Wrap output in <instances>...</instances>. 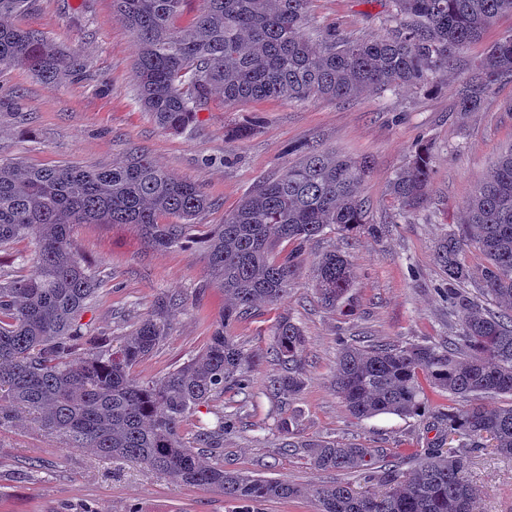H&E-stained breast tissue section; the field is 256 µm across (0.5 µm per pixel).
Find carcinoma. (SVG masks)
Listing matches in <instances>:
<instances>
[{
	"label": "carcinoma",
	"instance_id": "carcinoma-1",
	"mask_svg": "<svg viewBox=\"0 0 512 512\" xmlns=\"http://www.w3.org/2000/svg\"><path fill=\"white\" fill-rule=\"evenodd\" d=\"M311 0H203L188 26L173 21L185 0H112L116 15L138 45L134 72L139 100L164 130L184 132L215 95L224 105L261 98L347 100L365 89L424 88L432 75L456 64L512 0H393V27L382 38L345 39L319 31L309 19ZM32 0H0V70L23 68L41 80L63 82L81 69L78 58L44 34L22 29L14 18ZM512 80V37L500 40L456 90L462 112L478 110L497 82ZM433 146L420 144L391 181L400 210L424 200L432 178ZM301 160L259 185L224 223L203 237L213 285L224 310L196 359L158 385L134 379L131 368L168 335V313L158 301L117 344L95 335L82 316L99 282L72 250L78 224H130L155 248L195 240L196 216L209 206L199 182L177 180L140 156L126 164L87 170L65 165L31 167L0 160V251L18 240L34 245L32 269L0 281V429L36 416L68 448H90L103 459L139 463L172 480L215 489L240 504L239 512L267 499H290L304 489L285 480L227 471L206 457L233 420L221 415L186 446L181 424L213 394L248 386L255 356L235 342L232 329L260 304L288 295L305 244L330 228L379 233L368 223V200L358 187L368 176L365 158L300 148ZM172 217L171 223L162 222ZM293 244L287 252L277 248ZM474 248L485 263L472 268L463 253ZM445 274L448 313L455 335L438 345L341 343L334 387L357 419L378 414L414 416L425 409L426 388L448 394L441 439L417 453L407 471L391 469L384 450L340 439L303 440L292 417L275 429L282 448H305L321 470L366 474L378 493L350 482L312 487L317 512H477L479 492L469 461L492 448L512 460V404L490 408L484 400L512 395V148L477 186L466 217L436 245ZM355 274L335 250L316 264L314 288L325 306L350 304ZM274 357L281 370L268 381L278 398L304 386L298 352L305 343L291 317L274 326ZM81 344L87 356H68ZM428 386H423V383Z\"/></svg>",
	"mask_w": 512,
	"mask_h": 512
}]
</instances>
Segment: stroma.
Segmentation results:
<instances>
[{
    "mask_svg": "<svg viewBox=\"0 0 512 512\" xmlns=\"http://www.w3.org/2000/svg\"><path fill=\"white\" fill-rule=\"evenodd\" d=\"M389 13V0H312L309 8L317 26L351 38L383 36ZM15 23L78 54L84 72L58 84L24 69L0 72L2 160L98 169L142 153L174 178L203 183L210 205L196 221L212 226L223 223L258 185L297 162L292 146L307 143L369 157L371 172L359 193L369 200V221L381 225V233L332 231L306 244L287 297L260 306L233 328L237 344L259 358L249 372L247 393L228 389L213 395L186 418L181 434L187 445H195L202 424L233 413L236 429L225 434L220 453L225 469L307 488L342 481L340 473L314 468L306 449L279 445L275 420L284 408L266 385L277 370L273 326L290 316L306 337L299 352L305 385L284 410L295 415L302 438H345L382 448L391 463L409 468L411 454L437 438L432 423L447 409V394L429 392L425 412L416 416L355 419L333 386L338 342L436 344L454 334L457 320L441 293L445 275L434 261L435 247L462 222L475 188L512 147V81L495 84L474 112L457 109L455 90L489 45L512 36V13L500 14L461 53L456 69L434 74L432 87L368 89L347 101L265 98L234 106L216 96L181 134L163 130L141 106L134 78L136 41L114 15L112 0H36ZM249 123L256 129L248 139L227 138L229 128ZM423 141L434 145L426 200L418 210L402 211L389 184ZM71 245L101 283L83 317L92 329L118 340L153 311L158 298L179 303L168 336L132 368L135 379L160 383L203 352L224 308V294L211 283L200 250L153 249L127 224L77 225ZM334 248L349 256L355 270L348 308L324 306L313 288L318 258ZM469 475L480 490L479 512H512V461L489 449L471 461ZM236 509L211 489L179 484L136 464L101 460L87 448H66L30 418L0 432V512Z\"/></svg>",
    "mask_w": 512,
    "mask_h": 512,
    "instance_id": "obj_1",
    "label": "stroma"
}]
</instances>
